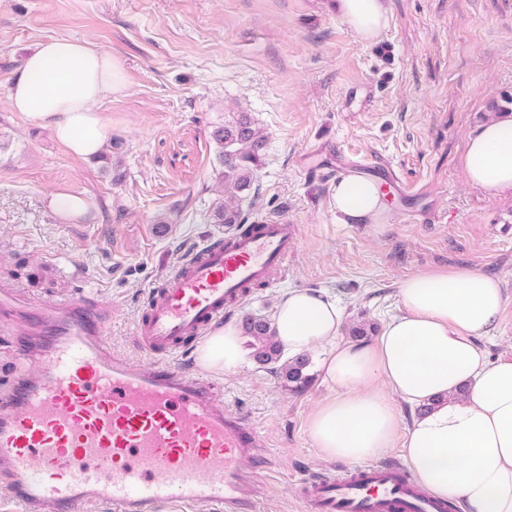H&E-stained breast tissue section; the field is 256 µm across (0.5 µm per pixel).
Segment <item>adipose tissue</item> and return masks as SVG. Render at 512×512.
<instances>
[{"label":"adipose tissue","mask_w":512,"mask_h":512,"mask_svg":"<svg viewBox=\"0 0 512 512\" xmlns=\"http://www.w3.org/2000/svg\"><path fill=\"white\" fill-rule=\"evenodd\" d=\"M345 23L365 39L387 25L385 0H337ZM125 86L110 52L50 38L29 54L7 87L11 111L50 128L81 158L98 155L107 125L98 105ZM469 186L512 196V115H499L471 136L461 158ZM343 223L386 225L380 185L350 176L333 189ZM403 308L367 344L339 342L343 316L327 292L292 288L278 300L272 325L291 355L320 349L332 395L311 414L307 432L326 460L355 461L401 442L420 487L457 500L463 512H512V358L488 361L474 342L491 334L506 302L499 279L460 268L404 279ZM205 368L235 373L244 362L240 332H214L201 349ZM417 406L400 430L396 401Z\"/></svg>","instance_id":"adipose-tissue-1"}]
</instances>
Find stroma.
<instances>
[{
  "label": "stroma",
  "instance_id": "stroma-1",
  "mask_svg": "<svg viewBox=\"0 0 512 512\" xmlns=\"http://www.w3.org/2000/svg\"><path fill=\"white\" fill-rule=\"evenodd\" d=\"M371 40L334 0H0V285L27 301L93 298L108 314L112 348L142 365L135 339L148 293L186 251L224 235L212 130L250 113L267 138L240 202L251 220L288 219L298 249L272 285L232 315L272 317L291 288L336 297L349 324L381 331L400 312L398 288L417 273L472 268L508 295L496 329L476 339L488 360L512 355V197L471 188L460 165L492 105L512 101V0H386ZM67 37L111 51L126 90L99 110L111 141L80 159L48 128L11 111L6 88L28 50ZM366 154L420 188H388L390 222L343 224L331 173L342 154ZM88 199L65 220L49 198ZM309 352L300 393L248 360L215 374L247 410L271 474L261 512H304L299 484L333 468L307 433L332 389Z\"/></svg>",
  "mask_w": 512,
  "mask_h": 512
}]
</instances>
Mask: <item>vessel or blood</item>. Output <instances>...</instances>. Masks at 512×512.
Here are the masks:
<instances>
[{"mask_svg":"<svg viewBox=\"0 0 512 512\" xmlns=\"http://www.w3.org/2000/svg\"><path fill=\"white\" fill-rule=\"evenodd\" d=\"M298 249L296 225L245 224L191 250L150 292L136 326L150 367L113 353L88 301L18 303L16 351L34 374L0 392V493L20 512H159L177 500L212 512H258L265 468L249 415L199 365L184 367L251 287L270 282ZM306 512H444L396 464L364 463L303 480Z\"/></svg>","mask_w":512,"mask_h":512,"instance_id":"b4317fda","label":"vessel or blood"}]
</instances>
